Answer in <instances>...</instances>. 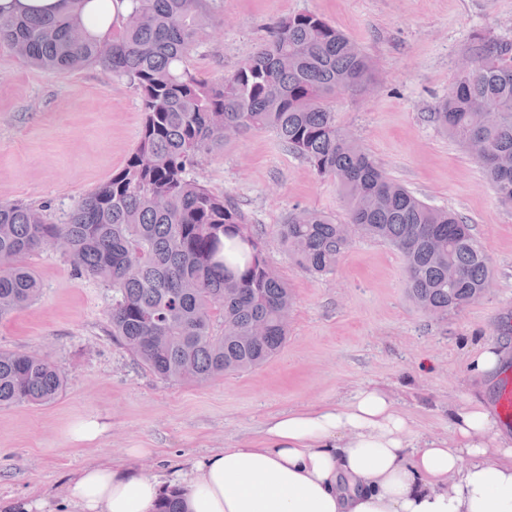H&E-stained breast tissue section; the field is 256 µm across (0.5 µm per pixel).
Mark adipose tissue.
Instances as JSON below:
<instances>
[{"instance_id": "adipose-tissue-1", "label": "adipose tissue", "mask_w": 512, "mask_h": 512, "mask_svg": "<svg viewBox=\"0 0 512 512\" xmlns=\"http://www.w3.org/2000/svg\"><path fill=\"white\" fill-rule=\"evenodd\" d=\"M129 0H86V31L98 38ZM452 441L417 443L408 415L387 393L365 386L346 403L268 418L255 439L218 448L169 482L185 512H512V433L490 401L448 410ZM126 462L81 468L69 486L80 512H153L157 479Z\"/></svg>"}]
</instances>
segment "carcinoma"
I'll return each instance as SVG.
<instances>
[{"mask_svg": "<svg viewBox=\"0 0 512 512\" xmlns=\"http://www.w3.org/2000/svg\"><path fill=\"white\" fill-rule=\"evenodd\" d=\"M82 2L47 18L0 14V44L50 71L108 68L138 90L142 127L123 168L63 223L0 203V318L40 294L25 258L64 239L73 270L112 287V337L160 379L203 384L275 357L288 339L292 292L240 210L191 177L214 146L263 131L335 178L347 208L346 224L303 209L279 225L278 244L300 268L332 272L359 233L403 255L406 293L421 311L446 315L482 295L490 259L471 225L391 180L336 124L329 100L363 92L374 71L341 29L312 12L279 18L266 44L207 82L186 64L212 25L206 0H133L102 42L85 34ZM430 118L512 204V41L476 33ZM258 326L264 336L255 340ZM64 387L48 357L0 350V405L47 404ZM156 512H183L181 497L163 494Z\"/></svg>", "mask_w": 512, "mask_h": 512, "instance_id": "carcinoma-1", "label": "carcinoma"}]
</instances>
